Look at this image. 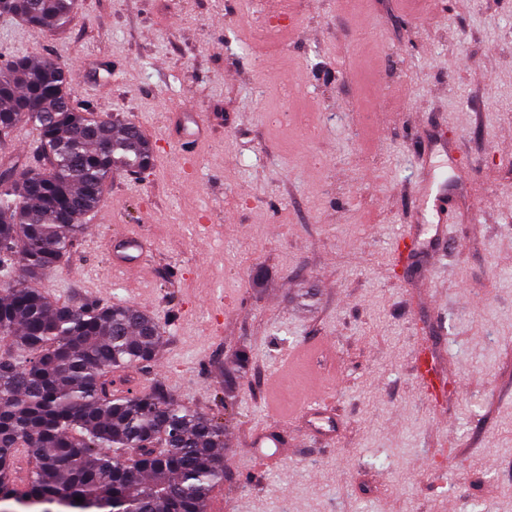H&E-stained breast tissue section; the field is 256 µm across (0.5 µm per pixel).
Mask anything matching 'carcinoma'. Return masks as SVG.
Returning a JSON list of instances; mask_svg holds the SVG:
<instances>
[{
    "label": "carcinoma",
    "mask_w": 512,
    "mask_h": 512,
    "mask_svg": "<svg viewBox=\"0 0 512 512\" xmlns=\"http://www.w3.org/2000/svg\"><path fill=\"white\" fill-rule=\"evenodd\" d=\"M76 11L77 0H0V13L51 29ZM73 82L48 58L0 67V133L30 125L48 160L0 163V339L8 342L0 350V503L40 512H207L230 452L224 424L157 386L105 389L112 375L155 360L160 322L127 303L57 304L35 287L66 260L112 175L153 164L139 126L77 109ZM247 361L241 353L224 371L226 396ZM20 454L36 460L24 479L15 476Z\"/></svg>",
    "instance_id": "obj_1"
}]
</instances>
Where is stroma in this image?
Listing matches in <instances>:
<instances>
[{
  "instance_id": "stroma-1",
  "label": "stroma",
  "mask_w": 512,
  "mask_h": 512,
  "mask_svg": "<svg viewBox=\"0 0 512 512\" xmlns=\"http://www.w3.org/2000/svg\"><path fill=\"white\" fill-rule=\"evenodd\" d=\"M293 8L299 25L269 43L255 0H78L59 30L0 15V61L74 71L75 106L131 117L154 150L39 286L161 323L129 385L224 421L233 453L208 512H512V0ZM95 57L112 61L99 86L77 70ZM182 112L204 127L191 162ZM426 163L448 184V235L412 269ZM124 232L150 246L135 275L108 264ZM313 398L333 443L308 429ZM261 427L287 435L283 461L251 462Z\"/></svg>"
}]
</instances>
